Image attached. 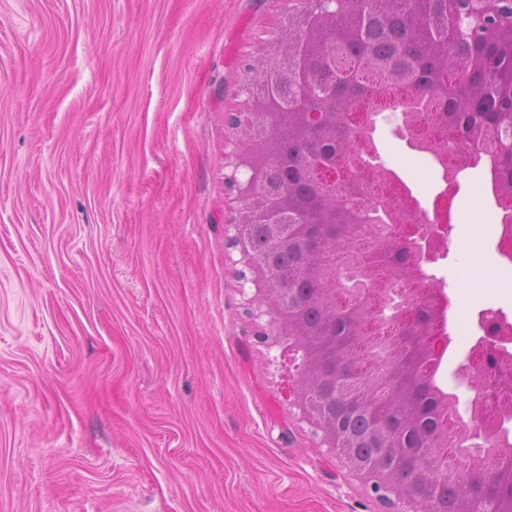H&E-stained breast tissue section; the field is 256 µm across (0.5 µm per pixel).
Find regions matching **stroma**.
Returning a JSON list of instances; mask_svg holds the SVG:
<instances>
[{"instance_id":"35a3bbf8","label":"stroma","mask_w":512,"mask_h":512,"mask_svg":"<svg viewBox=\"0 0 512 512\" xmlns=\"http://www.w3.org/2000/svg\"><path fill=\"white\" fill-rule=\"evenodd\" d=\"M289 0H0V512H383L286 395L283 347L247 303L225 226V115L241 63L288 23ZM374 142L422 207L441 167ZM446 283L454 373L481 311L512 290L464 288L467 202L480 260L498 251L488 163L464 170Z\"/></svg>"}]
</instances>
